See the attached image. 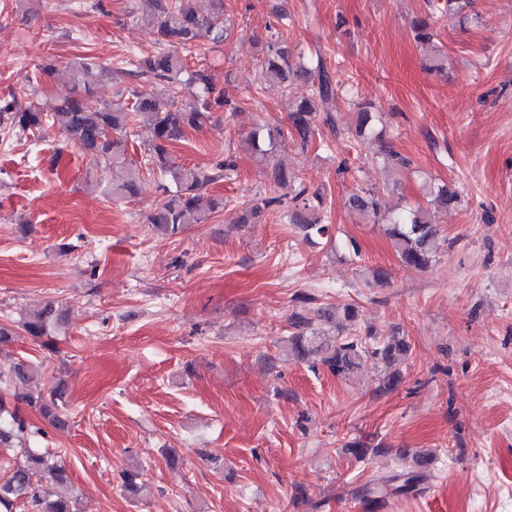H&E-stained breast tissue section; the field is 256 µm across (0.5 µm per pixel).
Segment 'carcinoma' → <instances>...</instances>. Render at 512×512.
<instances>
[{
	"label": "carcinoma",
	"instance_id": "1",
	"mask_svg": "<svg viewBox=\"0 0 512 512\" xmlns=\"http://www.w3.org/2000/svg\"><path fill=\"white\" fill-rule=\"evenodd\" d=\"M150 11L141 21L157 36L160 48L155 54L142 59H130L124 66L115 69V79L127 75L142 77L152 85L149 90L132 91L134 100L129 102H106L97 111L85 107V99L97 95L100 90L99 65L85 58L70 65L72 76L71 94L50 112H44L33 104L21 105L18 98L0 107V132L5 135L33 134L47 121L66 135L68 140L91 157L98 167H112L123 172L119 179L112 180L107 192L116 199H130L138 194L140 168L127 154L125 136L128 127L136 122L148 126L153 139L148 144V164L152 170L170 178L171 185L163 186L165 197L150 212L147 222L155 231L165 235H176L191 224L205 222L212 213L224 207V198L206 195L208 186L230 177L232 166L224 159L209 166H180L173 159V145L184 139L190 129H198L210 119L212 113L224 111L231 104L224 90L216 89L204 69L188 70L186 59L177 52L202 34L213 36L216 43L224 42L228 35L224 11L220 0H147ZM472 0H443L435 3L440 14L468 17ZM294 75L306 77L309 93L306 97L289 105L287 130H264L257 128L245 140L246 149L264 159L273 153L280 143L290 138L303 147L314 138L315 118L325 113L326 122L333 123L330 115L338 90L342 86L326 69L322 58L309 61V65L297 71L284 64L280 52L272 49L260 65V79L288 89ZM194 98L196 106L184 110L180 97L184 91ZM375 112L365 104L359 112L357 136L364 138L373 129ZM429 205L435 210L448 211L461 202L457 191L447 185H438L430 190ZM349 207L363 217L385 225V234L391 241L401 262L415 270L429 268L440 247L438 229L430 217V210L421 207L401 209L388 215L378 211V193L359 189L350 194ZM288 223L298 227L305 238L329 239V220L325 214L323 194L308 193L300 184L291 197ZM66 319V312L55 301H46L23 314L18 323L0 324V351L8 350L20 333L44 337L54 334ZM293 329L285 340L286 355L301 361L318 358L321 366L330 373L347 377L354 373L366 354L371 355L384 367L378 380L376 392L380 394L395 390L402 381L400 370L395 365L409 353L410 345L405 337L394 332L383 342L367 348L363 338H372L373 330L362 329L361 314L353 303L340 307L325 306L308 317L295 311L288 317ZM35 375L33 364L19 360L14 363L11 380L22 385ZM37 409L57 428L69 423L68 397L63 384L50 390V398H34L28 394L13 395L8 401L0 397V445H9L14 438L28 432V424L21 405ZM403 459L411 458L416 470L398 473L390 478L397 483L396 492L412 490L420 479L419 471L433 461L426 454L410 455L404 449ZM34 469H42L57 485L51 498L41 496L31 483ZM25 500L32 512H79L67 471L48 452L31 450L28 460L17 464L9 476L0 481V512H13L16 502Z\"/></svg>",
	"mask_w": 512,
	"mask_h": 512
}]
</instances>
